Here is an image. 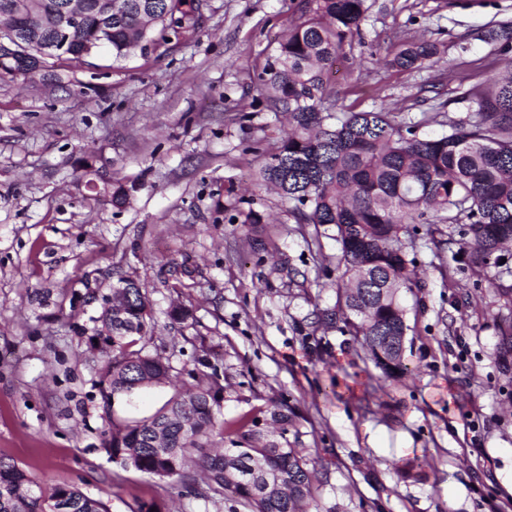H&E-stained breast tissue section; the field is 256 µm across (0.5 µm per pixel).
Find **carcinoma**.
I'll return each mask as SVG.
<instances>
[{
  "label": "carcinoma",
  "instance_id": "obj_1",
  "mask_svg": "<svg viewBox=\"0 0 512 512\" xmlns=\"http://www.w3.org/2000/svg\"><path fill=\"white\" fill-rule=\"evenodd\" d=\"M65 0H0V31L19 27L41 33L16 52L0 53V77L70 80L72 62L106 48L112 66L139 53L162 56L172 44H186L203 27L201 0H74L83 23L70 30L67 55H51L44 41L62 23ZM366 0H305L288 25L277 54L258 75L256 90L288 113V131L267 148L256 180L292 203L298 224L335 229L339 310L324 323L354 336L384 379L409 372L403 345L385 337L408 329L398 280L420 281L405 273L409 260L401 231L407 224H460L467 236L463 262L484 269L512 243V75L494 77L478 102V112L453 122L440 134H421L416 123H401L383 110L334 113L336 93L325 73L346 57L345 46L360 34ZM489 42L512 41V24L486 33ZM440 53L435 42H412L391 65L422 69ZM95 195L121 208L129 193L120 184L87 181ZM156 323L149 284L132 273L119 278L112 309L104 310L95 335L109 355L103 371L106 401L129 397L172 381V367L157 355L135 348L150 342ZM224 387L217 381L182 387L153 415L112 434V459L160 479L191 484L190 469L204 475L205 497L229 492L248 512H309L313 471L301 449L267 440L266 428L285 435L288 408L271 404L263 418L217 419ZM228 447L210 452L204 441L214 432ZM0 512H108L106 505L76 486L43 490L16 463L0 458Z\"/></svg>",
  "mask_w": 512,
  "mask_h": 512
}]
</instances>
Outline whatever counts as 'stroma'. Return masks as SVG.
I'll return each instance as SVG.
<instances>
[{"mask_svg": "<svg viewBox=\"0 0 512 512\" xmlns=\"http://www.w3.org/2000/svg\"><path fill=\"white\" fill-rule=\"evenodd\" d=\"M361 39L334 74L340 112L383 107L402 123L467 119L512 50L486 40L512 22V0H366ZM303 0H210L192 43L164 57L76 68L77 85L0 78V457L44 489L74 484L109 512L156 498L167 512H245L229 496L113 462V424L154 414L162 384L106 405L105 359L89 344L103 299L129 271L148 282L158 322L149 345L175 371L218 368L225 419L274 402L294 412L288 444L314 472L311 512H506L512 506V359L499 325L512 316V247L473 270L454 254L461 227L406 233L420 288L404 293L410 368L390 383L351 336L318 323L336 304L339 245L297 224L252 181L287 117L259 100L257 76ZM439 43V63L400 70L405 43ZM129 191L127 207L77 182L85 162ZM266 224L234 222L229 182ZM226 217L216 220L214 205ZM256 237L278 251L253 252ZM194 267L183 287L173 267ZM192 326L170 322L173 304Z\"/></svg>", "mask_w": 512, "mask_h": 512, "instance_id": "1", "label": "stroma"}]
</instances>
